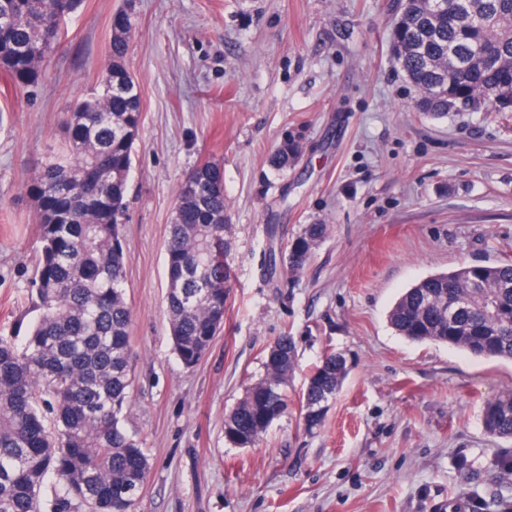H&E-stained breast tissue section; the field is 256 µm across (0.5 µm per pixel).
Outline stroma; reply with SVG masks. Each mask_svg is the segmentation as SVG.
Returning <instances> with one entry per match:
<instances>
[{
  "instance_id": "1",
  "label": "stroma",
  "mask_w": 512,
  "mask_h": 512,
  "mask_svg": "<svg viewBox=\"0 0 512 512\" xmlns=\"http://www.w3.org/2000/svg\"><path fill=\"white\" fill-rule=\"evenodd\" d=\"M399 0H82L50 80L0 72V337L25 334L37 250L33 166L62 145L61 116L100 82L116 10L136 16L125 60L142 121L124 226L136 352L127 430L150 471L136 512H512L486 399L512 361L415 342L398 297L461 265L512 261V112L417 109L390 51ZM300 153L272 157L286 134ZM224 167V328L182 365L167 316L165 243L177 191L202 160ZM327 227L299 273L279 256ZM297 363L288 410L251 448L224 417L265 375L282 332ZM330 352L347 374L320 429L300 405Z\"/></svg>"
}]
</instances>
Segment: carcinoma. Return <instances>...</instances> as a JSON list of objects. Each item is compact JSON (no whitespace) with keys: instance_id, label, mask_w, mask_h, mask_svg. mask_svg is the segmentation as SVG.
Segmentation results:
<instances>
[{"instance_id":"obj_1","label":"carcinoma","mask_w":512,"mask_h":512,"mask_svg":"<svg viewBox=\"0 0 512 512\" xmlns=\"http://www.w3.org/2000/svg\"><path fill=\"white\" fill-rule=\"evenodd\" d=\"M402 0L392 52L417 88L419 111L512 112V0ZM81 0H0V71L20 88L47 77L51 53L67 39ZM136 26L112 29L100 85L62 120L64 145L40 162L27 193L37 206L39 315L22 346L0 338V512H135L149 458L127 431L123 409L132 386V308L122 233L128 178L141 126L135 83L118 86ZM299 153L284 140L274 163L285 168ZM224 171L205 160L180 184L166 241L167 308L174 353L199 364L224 327L230 273L224 264L230 225L224 223ZM308 224L291 244L297 272L324 237ZM389 321L412 341L446 343L472 356L512 361V262L462 266L429 276L394 304ZM292 338L270 348L266 376L251 385L224 418V436L239 448L256 446L288 403L282 392L294 365ZM347 373L328 355L308 379L301 417L321 424ZM56 414L46 425L42 407ZM483 425L512 440V391L485 403Z\"/></svg>"}]
</instances>
